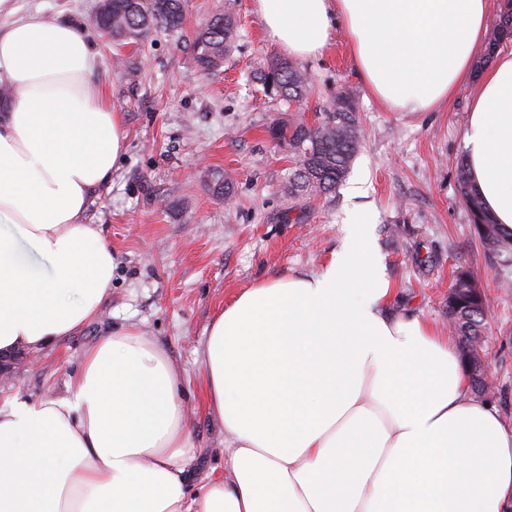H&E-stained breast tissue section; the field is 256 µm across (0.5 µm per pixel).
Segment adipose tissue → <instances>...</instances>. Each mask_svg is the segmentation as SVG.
<instances>
[{"label": "adipose tissue", "mask_w": 512, "mask_h": 512, "mask_svg": "<svg viewBox=\"0 0 512 512\" xmlns=\"http://www.w3.org/2000/svg\"><path fill=\"white\" fill-rule=\"evenodd\" d=\"M289 56L344 29L389 110L420 112L466 82L488 0H253ZM67 22L0 27V351L39 349L95 318L112 247L85 214L126 152ZM472 185L512 228V50L476 84L465 133ZM354 214L320 271L272 278L215 317L204 400L224 429L221 479L190 493L179 377L138 330L84 354L71 397L0 408V512H512V426L468 395L451 338L390 314L393 288Z\"/></svg>", "instance_id": "1"}]
</instances>
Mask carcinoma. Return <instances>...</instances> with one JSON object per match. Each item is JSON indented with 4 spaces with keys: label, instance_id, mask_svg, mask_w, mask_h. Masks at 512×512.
I'll list each match as a JSON object with an SVG mask.
<instances>
[{
    "label": "carcinoma",
    "instance_id": "1",
    "mask_svg": "<svg viewBox=\"0 0 512 512\" xmlns=\"http://www.w3.org/2000/svg\"><path fill=\"white\" fill-rule=\"evenodd\" d=\"M502 15L492 36L478 57L484 65L493 57L504 40L512 38V0ZM185 0H102L91 23L111 34L117 47L137 46L151 33L176 32L184 23ZM237 19L232 5H227L195 33L193 37L194 62L205 74L219 72L224 57L235 47ZM256 79L264 93L288 101L302 99L309 89L305 70L278 56L267 58L257 69ZM268 133L272 138L288 140V152L294 167L288 177V196L321 197L336 191L345 180L361 149L363 135L350 92L342 90L329 99L324 112L308 125L300 120H275ZM213 191L231 198L234 184L224 171L211 173ZM458 182L461 197L470 212L484 247L496 254H512V229L495 223L483 202L469 183L466 164H458ZM460 327L456 335L467 340L478 336L483 326V300L463 299L459 303Z\"/></svg>",
    "mask_w": 512,
    "mask_h": 512
}]
</instances>
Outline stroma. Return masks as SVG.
Wrapping results in <instances>:
<instances>
[{
    "instance_id": "stroma-1",
    "label": "stroma",
    "mask_w": 512,
    "mask_h": 512,
    "mask_svg": "<svg viewBox=\"0 0 512 512\" xmlns=\"http://www.w3.org/2000/svg\"><path fill=\"white\" fill-rule=\"evenodd\" d=\"M232 3L239 38L216 76L197 72L191 42L221 0H188L180 32L120 49L90 23L97 0H11L13 15H0L4 25L37 13L79 26L99 54L93 80L119 112L127 143L85 217L112 246V290L94 320L37 350L38 366L22 362L0 378V407L71 396L86 349L134 326L179 374L195 447L188 482L199 489L224 471V431L204 409L199 355L213 319L257 283L321 270L341 250L351 214L364 212L396 313L447 330L453 274L471 273L483 291L494 378L482 399L512 425V259L485 250L458 191L471 85L429 112L390 111L367 89L340 29L322 55L300 59L310 88L304 103L289 105L253 78L281 48L264 34L253 0ZM116 54L123 70L112 67ZM345 88L363 133L347 179L327 196L289 198L292 162L270 123L313 121ZM215 169L233 178L231 201L213 193Z\"/></svg>"
}]
</instances>
